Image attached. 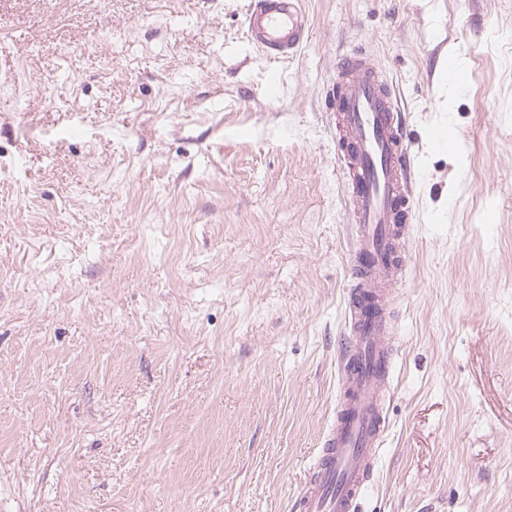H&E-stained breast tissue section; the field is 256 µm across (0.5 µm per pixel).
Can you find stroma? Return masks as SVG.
Returning <instances> with one entry per match:
<instances>
[{"label": "stroma", "mask_w": 512, "mask_h": 512, "mask_svg": "<svg viewBox=\"0 0 512 512\" xmlns=\"http://www.w3.org/2000/svg\"><path fill=\"white\" fill-rule=\"evenodd\" d=\"M246 4L0 0V512H292L338 397L323 98L359 49L417 173L361 512H512V0H303L278 60Z\"/></svg>", "instance_id": "stroma-1"}]
</instances>
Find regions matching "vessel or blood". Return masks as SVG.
I'll return each mask as SVG.
<instances>
[{"label": "vessel or blood", "instance_id": "b4317fda", "mask_svg": "<svg viewBox=\"0 0 512 512\" xmlns=\"http://www.w3.org/2000/svg\"><path fill=\"white\" fill-rule=\"evenodd\" d=\"M301 4L250 0L249 43L267 58L288 57L307 38ZM325 106L336 115L337 163L350 207L355 262L336 414L293 508L359 512L387 426L394 368L391 307L406 275V234L413 220V141L392 84L363 53L339 59Z\"/></svg>", "mask_w": 512, "mask_h": 512}]
</instances>
